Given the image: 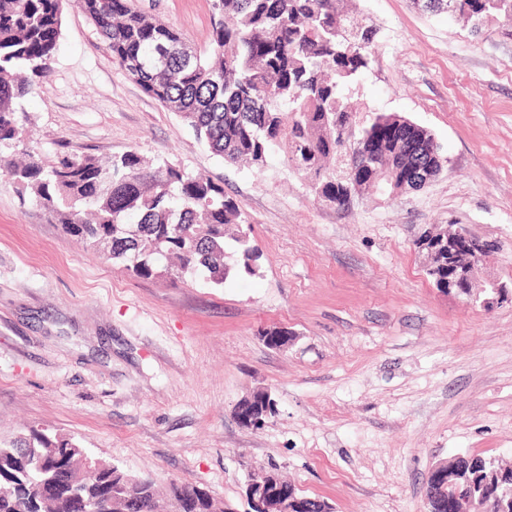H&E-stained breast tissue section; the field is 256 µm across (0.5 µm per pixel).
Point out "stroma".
I'll return each instance as SVG.
<instances>
[{"label": "stroma", "instance_id": "1", "mask_svg": "<svg viewBox=\"0 0 512 512\" xmlns=\"http://www.w3.org/2000/svg\"><path fill=\"white\" fill-rule=\"evenodd\" d=\"M141 3L207 45L211 0ZM348 7L378 30L353 103L425 127L447 163L423 189L338 208L280 154L260 173L213 154L63 0L51 71L17 104L24 141L0 154L167 158L242 204L263 258L220 285L139 279L0 174V442L63 436L160 492L195 486L234 512L270 470L335 512H426L437 463L512 465V300L487 310L441 291L415 246L424 229L463 225L497 247L478 281L512 286V37L416 0ZM273 327L295 341L268 347ZM256 391L277 412L242 427L235 408Z\"/></svg>", "mask_w": 512, "mask_h": 512}]
</instances>
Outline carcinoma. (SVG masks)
<instances>
[{"label": "carcinoma", "instance_id": "1", "mask_svg": "<svg viewBox=\"0 0 512 512\" xmlns=\"http://www.w3.org/2000/svg\"><path fill=\"white\" fill-rule=\"evenodd\" d=\"M454 12L480 34L493 22L512 25V0H427ZM62 0H0V147L22 141L17 101L45 77L61 36ZM94 24L112 61L143 91L177 113L194 135L231 164L263 170L280 152L308 181L313 200L342 208L353 191L376 185L380 196L420 190L446 158L430 132L397 114L376 113L354 133L346 92L374 55L378 31L351 21L341 0H212L207 46L187 44L173 27L144 12L136 0H74ZM405 127V138L384 135ZM0 172L52 213L67 233L91 246L111 244L109 256L134 276L149 279L169 257L180 273H209L216 284L230 271L225 237L236 243V266L256 274L262 254L243 226V207L224 187L164 158L146 164L130 151L108 166L91 157L48 164L27 153L15 163L0 155ZM32 429L0 446V512H83L86 503L114 502L112 512H154L151 480L104 465L83 474L67 449ZM460 499L483 493L484 512H502L494 494L512 468L481 455L451 457ZM53 477L51 491L32 488ZM292 492L304 512H334L324 499ZM171 512H208L193 486H171Z\"/></svg>", "mask_w": 512, "mask_h": 512}]
</instances>
